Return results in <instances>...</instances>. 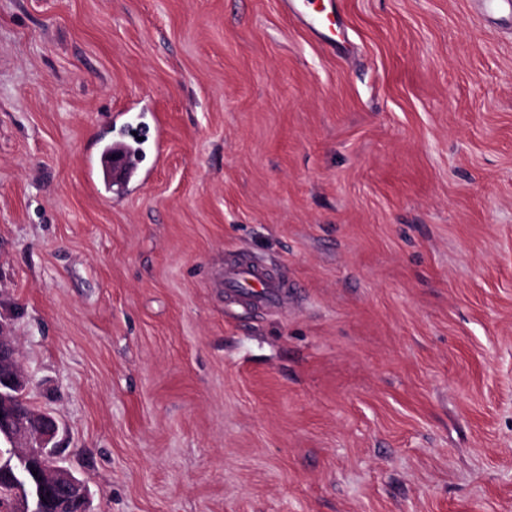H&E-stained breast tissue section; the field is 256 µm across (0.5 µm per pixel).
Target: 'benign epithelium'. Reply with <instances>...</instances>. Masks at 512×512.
Listing matches in <instances>:
<instances>
[{
    "instance_id": "obj_1",
    "label": "benign epithelium",
    "mask_w": 512,
    "mask_h": 512,
    "mask_svg": "<svg viewBox=\"0 0 512 512\" xmlns=\"http://www.w3.org/2000/svg\"><path fill=\"white\" fill-rule=\"evenodd\" d=\"M27 379L18 350L0 324V482L17 486L12 512H90V491L60 458L59 422L48 412L23 407Z\"/></svg>"
}]
</instances>
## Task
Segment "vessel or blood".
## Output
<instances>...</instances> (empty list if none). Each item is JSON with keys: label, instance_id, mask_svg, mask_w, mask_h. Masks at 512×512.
I'll list each match as a JSON object with an SVG mask.
<instances>
[{"label": "vessel or blood", "instance_id": "b4317fda", "mask_svg": "<svg viewBox=\"0 0 512 512\" xmlns=\"http://www.w3.org/2000/svg\"><path fill=\"white\" fill-rule=\"evenodd\" d=\"M287 8L303 20L324 46L334 45L342 32L331 0H287ZM139 141L118 136L99 144L87 159V179L93 189L122 197L146 181ZM225 292L259 314L277 313L288 305V280L276 266L229 258L223 269Z\"/></svg>", "mask_w": 512, "mask_h": 512}]
</instances>
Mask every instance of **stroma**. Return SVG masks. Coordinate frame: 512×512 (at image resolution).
I'll list each match as a JSON object with an SVG mask.
<instances>
[{"label": "stroma", "instance_id": "35a3bbf8", "mask_svg": "<svg viewBox=\"0 0 512 512\" xmlns=\"http://www.w3.org/2000/svg\"><path fill=\"white\" fill-rule=\"evenodd\" d=\"M334 4L0 0V324L92 512H512V11ZM134 103L164 157L92 194ZM283 3L307 24L325 47L336 46V37L340 36L342 28L331 0H285ZM222 281L224 291L253 312L277 313L288 306V279L278 266L230 257Z\"/></svg>", "mask_w": 512, "mask_h": 512}]
</instances>
